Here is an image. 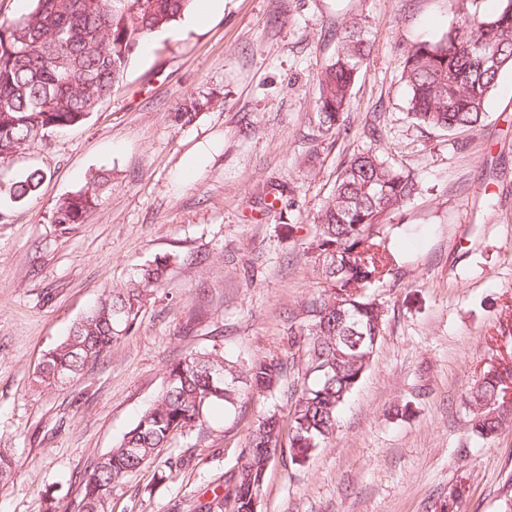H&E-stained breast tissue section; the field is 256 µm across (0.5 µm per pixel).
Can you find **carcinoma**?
<instances>
[{"instance_id":"1","label":"carcinoma","mask_w":512,"mask_h":512,"mask_svg":"<svg viewBox=\"0 0 512 512\" xmlns=\"http://www.w3.org/2000/svg\"><path fill=\"white\" fill-rule=\"evenodd\" d=\"M33 6L0 23V164L7 163L49 132L83 122L109 97L148 36L171 29L193 0H32ZM453 21L439 37L413 45L401 61L409 90L408 111L419 125L446 130L474 128L506 69H512V0H498L492 13L478 0H451ZM371 52L362 23L354 20L336 35L332 59L317 73L314 113L319 132L344 128L351 90ZM43 179L33 169L0 184V195L16 202L33 197ZM98 173L87 188L60 200L53 223L81 224L109 189ZM410 175L373 151L350 158L331 194L313 218L307 254L323 289L306 309L300 336L303 352L231 361L216 347L171 364L166 385L121 443L78 479L80 512H108L112 489L149 463L176 436H190L213 406L232 410L243 398L280 395L288 372L303 379L293 390L287 422L272 412L257 419L243 451L244 462L225 475L224 496L206 512H252L271 459L288 437L290 461L304 465L336 431L341 407L366 373L382 336L385 314L370 289L390 274L393 255L384 226L417 192ZM169 258L159 257L137 279L106 293L79 319L69 335L44 355L39 379L63 384L99 362L133 329L146 292L167 280ZM512 366L490 369L470 387L465 403L469 428L493 437L512 420L505 379Z\"/></svg>"}]
</instances>
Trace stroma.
I'll use <instances>...</instances> for the list:
<instances>
[{
	"mask_svg": "<svg viewBox=\"0 0 512 512\" xmlns=\"http://www.w3.org/2000/svg\"><path fill=\"white\" fill-rule=\"evenodd\" d=\"M353 18L372 50L347 133L322 134L316 75ZM451 20L450 0H224L201 26L145 43L82 124L0 166L2 183L45 175L33 199L0 198V448L13 462L0 512H78L76 473L121 442L171 362L215 346L232 360L288 353L318 291L313 218L342 166L370 149L418 184L393 217L399 267L370 290L383 336L335 437L302 467L277 450L258 512H437L461 483L457 512H512V423L475 438L463 405L484 371L512 365V70L461 134L414 123L401 79L411 45ZM191 96L210 103L173 122ZM100 171L112 188L84 223H52L58 200ZM164 255L166 286L111 353L66 385L40 384L44 354ZM296 383L208 412L114 488L111 512H201L257 418L288 415ZM405 403L411 415L395 416Z\"/></svg>",
	"mask_w": 512,
	"mask_h": 512,
	"instance_id": "35a3bbf8",
	"label": "stroma"
}]
</instances>
